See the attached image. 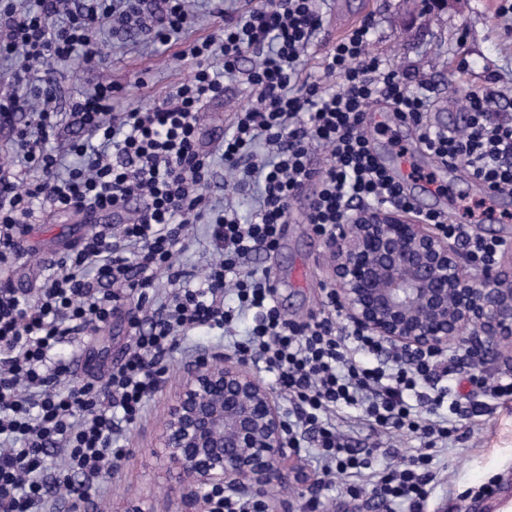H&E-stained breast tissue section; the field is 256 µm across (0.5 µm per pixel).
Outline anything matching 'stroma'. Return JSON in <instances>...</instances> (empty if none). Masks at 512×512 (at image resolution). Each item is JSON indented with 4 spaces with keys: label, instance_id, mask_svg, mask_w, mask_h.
I'll use <instances>...</instances> for the list:
<instances>
[{
    "label": "stroma",
    "instance_id": "1",
    "mask_svg": "<svg viewBox=\"0 0 512 512\" xmlns=\"http://www.w3.org/2000/svg\"><path fill=\"white\" fill-rule=\"evenodd\" d=\"M498 7L499 0H452L443 8L421 5L411 14L406 0H326L318 49L328 50L342 22L372 19L373 51L395 68L413 75L428 74L436 100L446 101L448 110L457 112L460 103L444 93L451 83H469L477 76L493 78L512 97V21L499 17ZM101 39L107 65L92 69L78 57L59 68L56 106L61 110V140L81 135L64 106L69 97L87 85L119 82L132 103L145 105L192 73V62L179 56L180 44L161 45L144 34H115L108 29L103 30ZM140 77L146 79V87H136ZM253 100V93L242 81L227 83L223 99L211 104L204 114L202 130L218 123L230 127L233 113ZM367 129L379 161L399 178H406L415 168L433 175L437 190L419 196L423 207L445 209L456 222L469 223L463 206L483 198L484 188L463 167L448 166L429 154L419 144L414 127L400 124L385 110L370 113ZM92 229V224L82 223L69 213L36 219L24 236L23 255L10 278L12 286L21 291L35 287L42 260L63 254ZM331 263L323 238L303 223L285 225L274 253L259 250L247 261L248 266L270 269L279 307L292 320L307 318L322 309L326 292L332 287ZM131 312V307H124L111 325L88 337V344L103 365L121 360L132 333ZM228 351L220 330L202 328L185 348L174 353L169 378L149 400L145 417L123 435L119 445L124 455L117 467L98 479L88 512H112L113 502L123 497L152 501L157 512H177L178 500L171 495L151 449L185 366L199 355ZM468 405L479 408L480 414L465 421L459 439L438 452L440 482L424 512H498L512 501V402L489 404L476 392ZM60 461V456L53 453L47 458L50 491L41 512H71L67 489L79 486L81 479L59 470ZM297 461L305 474L317 479L324 512H377L367 477L358 478L362 491L352 497L346 493L345 479L325 485L311 457L301 455Z\"/></svg>",
    "mask_w": 512,
    "mask_h": 512
}]
</instances>
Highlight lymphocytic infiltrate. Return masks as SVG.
Listing matches in <instances>:
<instances>
[{
  "instance_id": "f902f5d3",
  "label": "lymphocytic infiltrate",
  "mask_w": 512,
  "mask_h": 512,
  "mask_svg": "<svg viewBox=\"0 0 512 512\" xmlns=\"http://www.w3.org/2000/svg\"><path fill=\"white\" fill-rule=\"evenodd\" d=\"M219 23L188 40L198 19L189 0H29L0 6V58L11 61L15 83L37 106L17 127L13 165H0V271L21 256L19 241L37 216L116 211L136 204L125 224H102L70 252L45 262V274L26 296L0 285V512H37L47 497L45 457L54 451L68 471L97 479L112 458L123 425L140 421L170 371L180 339L209 326L231 330L238 316L254 324L233 343L243 358L262 361L291 405L288 445L311 451L325 476L351 478L371 470L379 444L353 448L336 412L377 435L420 439L424 452L383 472L372 486L387 512H421L438 483L433 449L447 444L470 417L458 391L470 374L461 359L438 351H408L341 324L336 308L307 320L282 317L267 273L245 270L255 250L275 251L282 228L304 189L313 196L304 221L331 233L359 204L412 209L402 185L377 161L364 126L378 101L412 123L425 149L495 192L512 193V115L501 92L482 84L463 91L470 120L440 130L424 116L434 99L428 82L389 69L370 49L372 19L337 40L306 73L323 16L316 0H252L240 14L212 8ZM137 30L166 45L187 39L181 58L191 78L146 106H124L119 86L97 84L72 97L69 111L83 140L59 149L58 113L50 103L56 68L74 55L104 63L103 27ZM255 63L241 70L246 54ZM242 79L257 106L234 112L231 128L210 150L199 144L202 117L224 96V82ZM232 174L233 190L256 184L248 219L211 191L217 168ZM433 225L490 263L503 245L471 235L440 213ZM202 226L218 260L195 277L176 262L188 230ZM233 294L235 306L224 304ZM148 302L151 317L132 316L133 337L122 362L103 377L72 380L57 353L72 336L97 332L131 299Z\"/></svg>"
}]
</instances>
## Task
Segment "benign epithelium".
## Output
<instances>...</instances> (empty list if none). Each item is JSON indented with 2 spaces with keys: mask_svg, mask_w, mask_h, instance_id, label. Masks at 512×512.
Returning a JSON list of instances; mask_svg holds the SVG:
<instances>
[{
  "mask_svg": "<svg viewBox=\"0 0 512 512\" xmlns=\"http://www.w3.org/2000/svg\"><path fill=\"white\" fill-rule=\"evenodd\" d=\"M335 258L332 293L341 316L363 333L410 351H448L470 372L512 349V247L475 271L449 238L396 206L353 208L325 240ZM179 512H209L214 494L267 498L291 476L288 435L273 389L248 362L202 357L184 374L160 427ZM114 512H153L128 499Z\"/></svg>",
  "mask_w": 512,
  "mask_h": 512,
  "instance_id": "7a95c632",
  "label": "benign epithelium"
}]
</instances>
